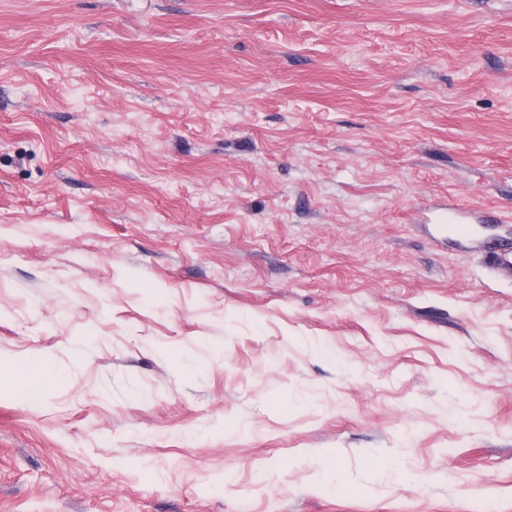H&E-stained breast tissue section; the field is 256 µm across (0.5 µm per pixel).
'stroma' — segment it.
I'll return each instance as SVG.
<instances>
[{
	"mask_svg": "<svg viewBox=\"0 0 512 512\" xmlns=\"http://www.w3.org/2000/svg\"><path fill=\"white\" fill-rule=\"evenodd\" d=\"M500 235L512 0H0V512H512ZM486 244L485 253L489 266L512 275V240L495 238Z\"/></svg>",
	"mask_w": 512,
	"mask_h": 512,
	"instance_id": "35a3bbf8",
	"label": "stroma"
}]
</instances>
